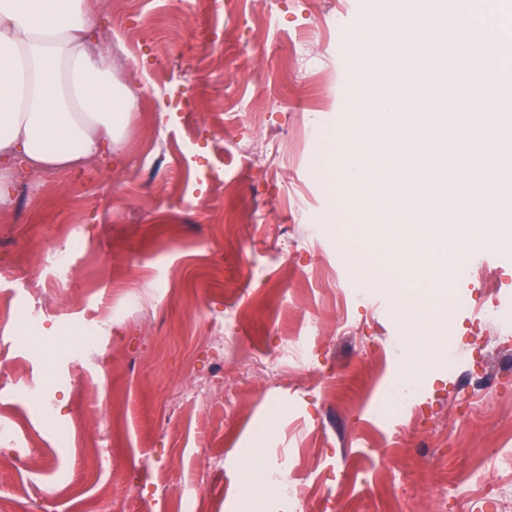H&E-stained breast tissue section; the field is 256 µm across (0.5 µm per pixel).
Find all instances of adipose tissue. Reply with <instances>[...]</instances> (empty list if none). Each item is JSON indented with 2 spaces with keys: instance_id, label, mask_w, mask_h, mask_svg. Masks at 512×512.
<instances>
[{
  "instance_id": "1",
  "label": "adipose tissue",
  "mask_w": 512,
  "mask_h": 512,
  "mask_svg": "<svg viewBox=\"0 0 512 512\" xmlns=\"http://www.w3.org/2000/svg\"><path fill=\"white\" fill-rule=\"evenodd\" d=\"M85 0H0V209L12 202L15 160L66 169L119 150L134 99L91 53ZM247 512H262L276 483L259 454L239 462Z\"/></svg>"
}]
</instances>
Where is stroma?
<instances>
[{"label": "stroma", "instance_id": "stroma-1", "mask_svg": "<svg viewBox=\"0 0 512 512\" xmlns=\"http://www.w3.org/2000/svg\"><path fill=\"white\" fill-rule=\"evenodd\" d=\"M88 4L135 107L120 155L12 172L0 512H238L254 449L283 487L268 512H512V255L470 256L454 365L398 420L379 410L396 307L430 301L392 270L397 230L326 224L344 199L323 119H350L365 0ZM358 255L384 286L354 287ZM296 339L303 360L281 359ZM484 372L496 387L473 390ZM30 444L34 467L14 455Z\"/></svg>", "mask_w": 512, "mask_h": 512}]
</instances>
